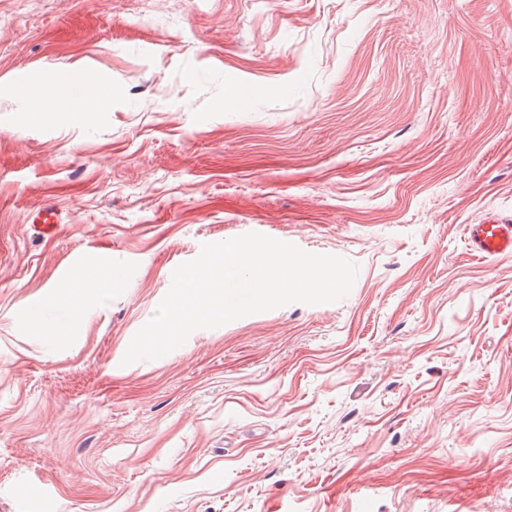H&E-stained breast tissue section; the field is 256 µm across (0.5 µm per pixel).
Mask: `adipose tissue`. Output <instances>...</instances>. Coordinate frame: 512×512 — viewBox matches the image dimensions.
I'll list each match as a JSON object with an SVG mask.
<instances>
[{
	"label": "adipose tissue",
	"mask_w": 512,
	"mask_h": 512,
	"mask_svg": "<svg viewBox=\"0 0 512 512\" xmlns=\"http://www.w3.org/2000/svg\"><path fill=\"white\" fill-rule=\"evenodd\" d=\"M49 80L56 88L55 93H47L39 85L29 90V111L34 118L42 119L64 112L74 119H91L96 112L104 110L111 100L110 90L104 87L99 88L93 98L68 94L67 89L73 84L93 82V75L85 71L55 72L50 74Z\"/></svg>",
	"instance_id": "ef3b65f1"
}]
</instances>
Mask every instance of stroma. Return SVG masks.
I'll return each instance as SVG.
<instances>
[{
    "mask_svg": "<svg viewBox=\"0 0 512 512\" xmlns=\"http://www.w3.org/2000/svg\"><path fill=\"white\" fill-rule=\"evenodd\" d=\"M73 70L109 109L26 119ZM490 216L512 0H0V512H512ZM249 232L349 259L351 292L123 365L174 270ZM470 251L483 258L512 257V224L489 219L467 227Z\"/></svg>",
    "mask_w": 512,
    "mask_h": 512,
    "instance_id": "35a3bbf8",
    "label": "stroma"
}]
</instances>
